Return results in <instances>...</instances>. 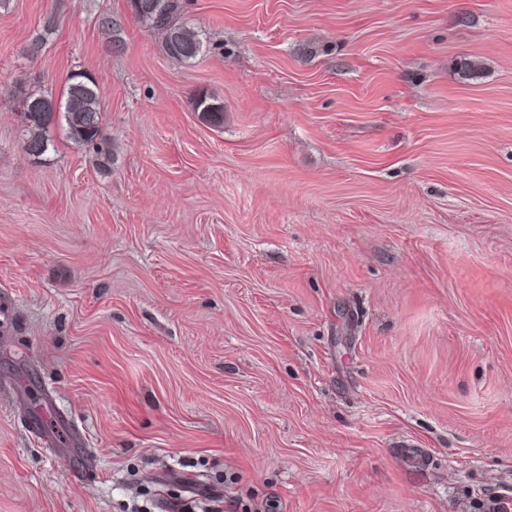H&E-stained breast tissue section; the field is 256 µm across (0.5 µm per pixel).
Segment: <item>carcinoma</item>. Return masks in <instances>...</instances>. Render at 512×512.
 <instances>
[{"label":"carcinoma","instance_id":"carcinoma-1","mask_svg":"<svg viewBox=\"0 0 512 512\" xmlns=\"http://www.w3.org/2000/svg\"><path fill=\"white\" fill-rule=\"evenodd\" d=\"M158 2L159 9L150 17L138 16L136 20L160 36L161 47L169 58L182 62L196 59L203 51L204 41L183 20L181 0ZM97 26L107 35V51L111 54L116 52L122 44L117 36L118 26L101 22ZM23 89L29 96L43 99L49 106L58 104L60 109L56 114L41 112L37 118L20 124L23 147L28 155L42 157L47 153L51 145L49 130L56 115L70 140L81 146H91L101 158L110 159V147L103 135L99 86L93 76L85 72L72 73L58 98L37 85L18 81L13 85L12 93L22 108L25 107V98L21 95ZM197 109L214 124L220 123L224 117V107L206 96L199 97Z\"/></svg>","mask_w":512,"mask_h":512}]
</instances>
